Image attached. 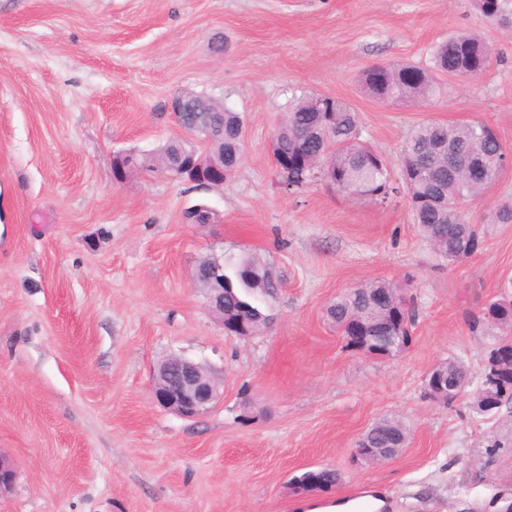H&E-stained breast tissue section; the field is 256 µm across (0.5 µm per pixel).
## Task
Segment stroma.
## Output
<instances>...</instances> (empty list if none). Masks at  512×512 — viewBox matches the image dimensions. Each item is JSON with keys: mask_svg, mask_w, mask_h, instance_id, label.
<instances>
[{"mask_svg": "<svg viewBox=\"0 0 512 512\" xmlns=\"http://www.w3.org/2000/svg\"><path fill=\"white\" fill-rule=\"evenodd\" d=\"M460 32L493 49L477 81L439 75L428 106L363 92L369 65L433 69ZM186 90L242 116L232 177L115 180L116 157L183 140L170 102ZM304 91L349 102L393 173L428 122L490 124L512 153V32L470 0H0V452L17 466L0 512H299L361 489L386 512H499L512 498V402L471 407L500 335L482 310L512 293V224L491 220L512 202V168L465 207L480 250L448 263L405 197L285 188L270 140ZM198 205L217 223H186ZM212 254L271 270L255 336L225 335L192 284ZM372 280L415 311L392 357L347 348L326 315ZM174 354L224 378L199 418L152 398ZM449 358L471 386L443 406L423 383ZM383 418L403 422L407 447L356 459ZM322 466L339 470L337 488L292 492Z\"/></svg>", "mask_w": 512, "mask_h": 512, "instance_id": "35a3bbf8", "label": "stroma"}]
</instances>
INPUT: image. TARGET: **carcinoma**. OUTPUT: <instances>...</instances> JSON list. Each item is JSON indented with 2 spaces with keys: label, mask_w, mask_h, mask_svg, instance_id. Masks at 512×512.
<instances>
[{
  "label": "carcinoma",
  "mask_w": 512,
  "mask_h": 512,
  "mask_svg": "<svg viewBox=\"0 0 512 512\" xmlns=\"http://www.w3.org/2000/svg\"><path fill=\"white\" fill-rule=\"evenodd\" d=\"M475 10L501 26L512 28V0H472ZM434 69L450 76L481 75L491 58L484 40L462 32L440 43L434 51ZM363 91L382 104L429 101L437 92L436 77L431 72L410 64H374L360 76ZM321 95L302 93L288 104L284 120L274 130L272 154H286L302 165L305 178L299 187L314 179L334 181L339 190L385 202L405 193L414 221L446 260L457 261L462 254L473 255L479 246L477 225L465 220L463 208L481 197L498 181L504 167L500 162L501 145L493 129L485 124L449 125L427 123L420 126L401 150L400 169L407 175L397 183L388 177L387 166L375 165L371 159L381 157L373 147L360 139L357 115L342 100H335L332 115L323 122L318 108ZM214 122L224 127V136L202 137L201 142L224 146V167L234 165L242 154L244 123L242 116L211 102ZM467 164L480 167V175L466 179L461 168ZM224 281L232 283L237 296L252 307L245 325L265 324V316L256 304L257 297L273 287L269 271L254 257L224 259ZM365 314L373 322H382L389 311L376 309L361 287L349 288L336 296L328 307L327 317L342 335H351L354 318ZM483 318L502 328H512V296L503 294L484 307ZM512 357V337L500 340L492 349L488 362L497 367V385L484 379L480 393L496 397L494 408L512 399V363L502 366L504 357ZM448 375L459 387L471 383L468 370L454 359L447 360ZM406 435L397 420L384 419L374 425L370 440L375 447L385 448L395 438Z\"/></svg>",
  "instance_id": "cac0c4a2"
}]
</instances>
